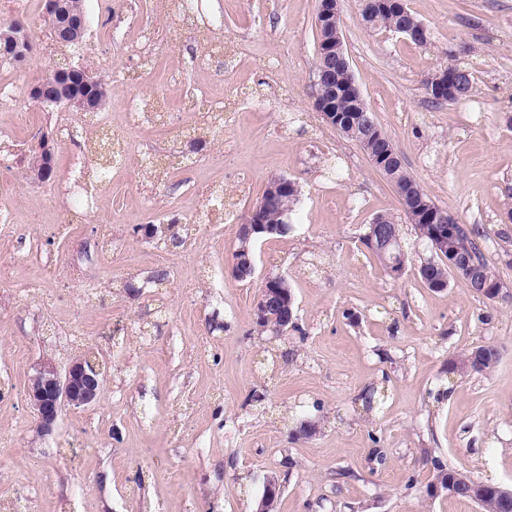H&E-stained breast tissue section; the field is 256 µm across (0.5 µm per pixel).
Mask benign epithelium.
Masks as SVG:
<instances>
[{
  "instance_id": "benign-epithelium-1",
  "label": "benign epithelium",
  "mask_w": 512,
  "mask_h": 512,
  "mask_svg": "<svg viewBox=\"0 0 512 512\" xmlns=\"http://www.w3.org/2000/svg\"><path fill=\"white\" fill-rule=\"evenodd\" d=\"M46 19L50 33L56 42H78L86 30L85 15L73 11L68 0H45ZM318 26L327 33L321 58L336 56L342 51L338 19L337 0H327L319 8ZM34 45L26 27L15 22L8 30L0 32V63L15 66L24 64ZM326 69H315L313 89L315 104L320 115L330 126H335L337 116L332 104L323 92L326 84ZM107 95L106 85L94 80L84 67H56L49 77L29 90V97L39 103L65 108L75 107L82 111H95L102 107ZM288 191V179L279 176L271 179L266 188L238 227L240 247L233 261L234 277L246 280L255 274V259L251 254L252 243L261 236L281 234L288 231L286 224H265L261 215L266 205ZM371 245L381 244V252L388 255L396 245L395 237L383 229L371 234ZM283 277L268 276L264 279L255 303L257 320L268 323L276 333L295 325L293 298L287 289L281 287ZM100 365L86 353L75 355L65 372H60L50 359H42L36 365L28 389L29 403L42 435H49L56 429L64 407L81 408L96 401L103 385Z\"/></svg>"
}]
</instances>
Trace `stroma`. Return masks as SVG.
Masks as SVG:
<instances>
[{"mask_svg": "<svg viewBox=\"0 0 512 512\" xmlns=\"http://www.w3.org/2000/svg\"><path fill=\"white\" fill-rule=\"evenodd\" d=\"M20 20L34 50L0 65L21 130V163L0 175L17 222L0 233V500L18 512H255L266 476L275 512H477L434 493L440 458L472 478L512 487V0H407L431 32L429 46L366 29L361 0H339L340 31L355 82L407 170L459 223L477 226L502 290L489 300L459 278L428 288L418 274L432 251L408 223L387 181L354 142L314 107L318 0H208L222 24L184 25L136 0L122 30L109 0H85L100 41H51L45 0ZM158 30L152 55H125L121 40ZM454 52L472 72L468 101L432 106L426 76ZM101 75L103 109L124 126L127 99L167 97L191 126L197 88L231 92L244 107L202 151L188 140L159 164L138 150L168 145L165 128L129 130L135 149L99 209L60 227L58 210L82 209L69 167L94 130L88 114L47 111L28 91L60 62ZM53 176L26 166L41 137ZM285 176L300 196L291 232L258 240L256 274L231 273L233 224H193L182 242L134 234L150 211L181 214L217 185L244 216L267 182ZM399 224L408 262L393 277L360 242L367 224ZM167 274L152 283L155 272ZM284 276L295 329L256 324L262 281ZM40 296L25 297L29 284ZM477 346L499 352L484 374L452 376L448 363ZM105 381L97 401L68 408L57 431L38 433L28 400L36 363L66 369L84 350ZM378 391L380 407L364 397ZM316 424L314 435L299 432Z\"/></svg>", "mask_w": 512, "mask_h": 512, "instance_id": "35a3bbf8", "label": "stroma"}]
</instances>
